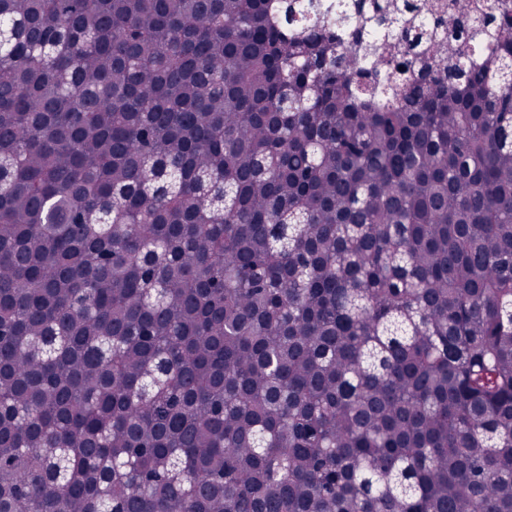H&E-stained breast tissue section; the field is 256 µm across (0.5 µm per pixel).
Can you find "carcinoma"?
<instances>
[{"label": "carcinoma", "mask_w": 512, "mask_h": 512, "mask_svg": "<svg viewBox=\"0 0 512 512\" xmlns=\"http://www.w3.org/2000/svg\"><path fill=\"white\" fill-rule=\"evenodd\" d=\"M0 0V512H512V0Z\"/></svg>", "instance_id": "cac0c4a2"}]
</instances>
